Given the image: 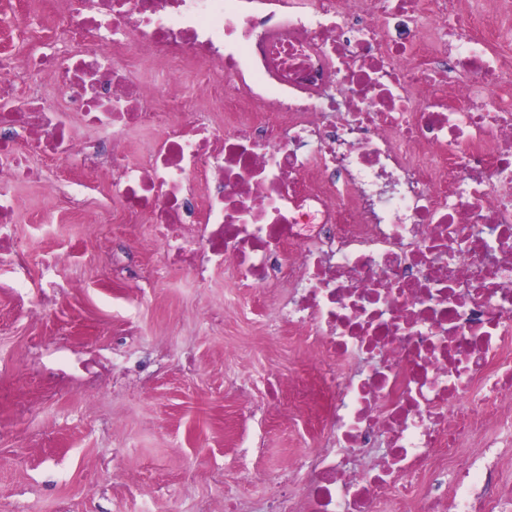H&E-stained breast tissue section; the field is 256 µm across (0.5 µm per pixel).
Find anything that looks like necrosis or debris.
<instances>
[{"mask_svg": "<svg viewBox=\"0 0 512 512\" xmlns=\"http://www.w3.org/2000/svg\"><path fill=\"white\" fill-rule=\"evenodd\" d=\"M65 2L27 66L76 109L0 86V175L100 129L97 171L166 265L286 288L275 316L309 347L313 448L224 512H512V0ZM17 209L1 189L20 273ZM155 136V131L134 130L129 132L127 140L130 147V158L134 162L148 161Z\"/></svg>", "mask_w": 512, "mask_h": 512, "instance_id": "4bbe7bcc", "label": "necrosis or debris"}]
</instances>
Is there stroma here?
<instances>
[{"label":"stroma","mask_w":512,"mask_h":512,"mask_svg":"<svg viewBox=\"0 0 512 512\" xmlns=\"http://www.w3.org/2000/svg\"><path fill=\"white\" fill-rule=\"evenodd\" d=\"M62 24L42 0H0V56L15 61L59 39ZM17 100L39 93L65 109L69 93L30 72H0ZM42 179L7 182L18 201L15 235L28 251L24 280L0 267V512H223L225 496L247 502L269 493L251 477L295 452L299 433L287 405L255 416L244 408V377L272 366L298 370L305 345L273 327L271 286L236 301L231 271L203 279L164 270L146 225L131 224L108 184L85 171L87 190L48 191L66 178L56 161ZM71 258L61 274L72 287L38 293L45 257ZM224 308L220 321L206 312ZM137 330L136 350H167L163 360L86 396L75 382L45 381L33 364L58 347L91 356Z\"/></svg>","instance_id":"1"}]
</instances>
